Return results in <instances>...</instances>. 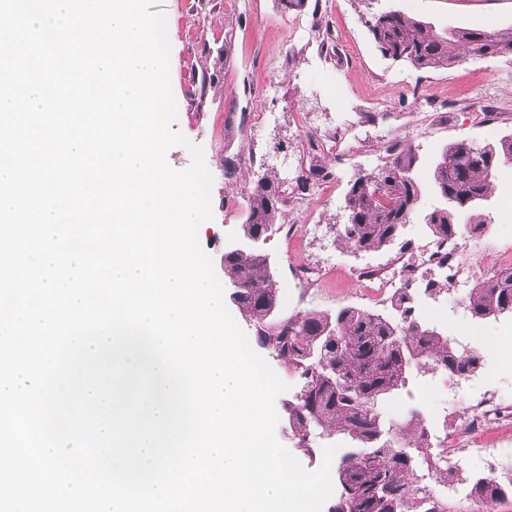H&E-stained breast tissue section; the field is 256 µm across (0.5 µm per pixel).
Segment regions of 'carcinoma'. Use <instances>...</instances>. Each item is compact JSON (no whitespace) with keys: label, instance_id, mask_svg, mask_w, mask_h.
<instances>
[{"label":"carcinoma","instance_id":"obj_1","mask_svg":"<svg viewBox=\"0 0 512 512\" xmlns=\"http://www.w3.org/2000/svg\"><path fill=\"white\" fill-rule=\"evenodd\" d=\"M371 22L381 53L418 70L512 55V28L437 30L399 10L379 12ZM214 82L215 75L201 67L187 90L191 103L202 107ZM511 161L512 134L484 145L455 140L443 148L423 181L416 174V148L395 149L388 164L350 184L341 242L355 252L378 251L416 220L433 238L480 233L488 223L485 202L493 179ZM428 197L437 204L426 207ZM284 203L279 182L260 178L247 201L242 236L264 238L276 231L274 218ZM436 270L442 271V265L414 272L391 296L387 311L346 305L334 312L286 315L280 310L277 268L251 246L224 253V282L233 287L230 300L254 330L256 345L300 380L299 391L283 406L297 447H309L313 435L336 436L346 444L328 512H448L447 504L419 484L423 466L437 482L452 480L468 488L478 503L494 506L512 495V477L504 483L440 469L431 452L436 435L421 411L400 421L382 412L415 372L465 378L483 366L478 351L459 347L422 317V303L435 298L448 281L445 275L435 278ZM464 306L476 323L494 312L512 316V268L476 280Z\"/></svg>","mask_w":512,"mask_h":512}]
</instances>
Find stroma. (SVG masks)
I'll return each mask as SVG.
<instances>
[{
	"mask_svg": "<svg viewBox=\"0 0 512 512\" xmlns=\"http://www.w3.org/2000/svg\"><path fill=\"white\" fill-rule=\"evenodd\" d=\"M390 9L438 27H512V0H304L291 9L280 0H153L152 12L167 17L178 106L173 128L203 148L213 176V218L200 226L199 243L220 260L239 234L257 179L277 178L287 201L266 248L277 262L285 312L389 308V301L366 295L361 275L399 260L400 244L355 253L338 239L350 182L380 169L389 148L415 146L426 176L449 142L485 144L512 133V56L414 69L383 55L369 31L373 14ZM205 49L211 58H202ZM217 50L223 62H216ZM203 62L219 66L221 76L198 109L186 92L193 66ZM301 178L307 188L298 186ZM488 214L484 231L457 240L478 276L487 253L512 251V163L493 181ZM457 298L454 286L445 285L428 303L431 324L453 339L472 327L485 369L468 378V387L482 394L485 370L496 367L502 380L494 393L512 400V359L483 342L512 336V318L468 325L463 312L450 310ZM435 381L431 374L414 377L388 411L402 416L430 407L428 423L447 435L465 473L511 460L512 436L493 431L474 443L461 439L464 414L444 412L448 394Z\"/></svg>",
	"mask_w": 512,
	"mask_h": 512,
	"instance_id": "obj_1",
	"label": "stroma"
}]
</instances>
